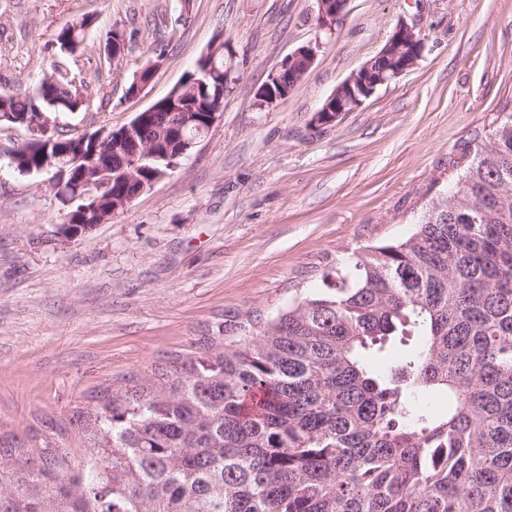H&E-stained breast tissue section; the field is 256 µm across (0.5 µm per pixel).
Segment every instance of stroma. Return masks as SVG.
<instances>
[{"label": "stroma", "mask_w": 512, "mask_h": 512, "mask_svg": "<svg viewBox=\"0 0 512 512\" xmlns=\"http://www.w3.org/2000/svg\"><path fill=\"white\" fill-rule=\"evenodd\" d=\"M90 15L75 54L55 29ZM317 0H0V82L30 92L54 66L81 70L87 108L55 116L65 135L119 128L182 82L223 35L238 76L221 116L178 168L131 206L65 240L47 174L7 154L28 141L0 124V429L30 435L53 419L66 448L73 411L100 386L150 377L196 352L216 325L232 336L318 288L325 267L395 242L441 199L456 161L512 112V0H350L332 31ZM424 49L409 70L332 124L315 115L399 21ZM127 46L103 58L106 35ZM317 56L288 99L257 89L288 54ZM162 64L136 97L127 88Z\"/></svg>", "instance_id": "stroma-1"}]
</instances>
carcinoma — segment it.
I'll return each mask as SVG.
<instances>
[{
  "label": "carcinoma",
  "instance_id": "1",
  "mask_svg": "<svg viewBox=\"0 0 512 512\" xmlns=\"http://www.w3.org/2000/svg\"><path fill=\"white\" fill-rule=\"evenodd\" d=\"M93 18L54 32L81 49ZM213 77L176 91L145 138L223 95ZM80 72L44 75L0 113L86 105ZM125 154L102 155L114 196L134 190ZM418 337L382 372L364 354ZM154 379L91 396L71 417L82 458L53 422L0 432V512H512V113L462 155L447 196L401 241L322 272L321 287L231 343L199 339Z\"/></svg>",
  "mask_w": 512,
  "mask_h": 512
}]
</instances>
